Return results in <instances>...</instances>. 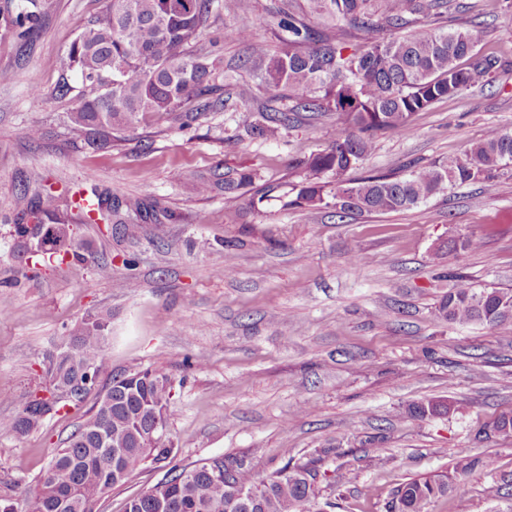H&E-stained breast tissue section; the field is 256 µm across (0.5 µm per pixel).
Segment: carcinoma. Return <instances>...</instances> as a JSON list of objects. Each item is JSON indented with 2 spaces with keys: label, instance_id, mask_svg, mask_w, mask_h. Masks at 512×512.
<instances>
[{
  "label": "carcinoma",
  "instance_id": "obj_1",
  "mask_svg": "<svg viewBox=\"0 0 512 512\" xmlns=\"http://www.w3.org/2000/svg\"><path fill=\"white\" fill-rule=\"evenodd\" d=\"M237 0H108L105 9L79 34L68 52L69 67L81 80L78 106L70 112L74 131L104 143L112 133L131 127L144 114L170 115L188 105L207 111L219 87L212 51L199 43L210 19L236 5ZM452 0H283L278 7L282 47L269 50L253 37L251 25L241 20L224 29V38L244 42L246 60L256 79L274 97L288 92L294 112L338 115L329 146L297 161L299 180L293 184L290 206L320 210L336 216L350 213L384 214L417 208L456 185L482 180L488 190L502 176L512 177V134L490 129L464 151L404 176L369 174L352 177L374 149V135L413 132L411 117L435 102L457 96L492 77L502 66L495 53L476 50L467 29H433L408 38L392 34L419 17L442 16ZM324 19L332 30L310 25L305 15ZM14 23L20 39L30 42L39 32L34 12L24 4ZM385 30L388 35L364 48H350L347 37L358 29ZM285 118L261 113L251 131L263 140L281 134ZM257 173L242 171L224 181L232 199L254 187ZM100 218L110 224L121 208L147 211L145 202L130 197L104 204L97 199ZM18 224L14 225L17 253L27 241H41L44 255L70 253L80 257L69 225L60 222L56 198L18 197ZM439 317L450 322H480L507 329L512 326V289L475 288L460 276L438 305ZM112 335L110 317L90 315L75 326L59 349L43 357L50 396H32L12 416L0 419V433L27 436L41 428L67 405H80L96 390L97 381H75L91 366L100 375ZM172 397L168 375L152 369L123 372L112 377L87 418L58 448L36 486L12 512H95L96 504L124 483L141 464H160L170 457L173 441L167 410ZM442 400L416 404L412 418L436 415ZM162 431L153 432L156 425ZM218 460L184 467L161 480L165 506L150 488L127 503L126 512H301L315 498L316 473L304 465L285 464L266 480H257L242 460H228L233 484L211 478ZM477 462L461 460L451 475L412 479L399 486L387 512H427L432 500L466 479ZM245 488L240 499L233 486Z\"/></svg>",
  "mask_w": 512,
  "mask_h": 512
}]
</instances>
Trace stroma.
I'll return each instance as SVG.
<instances>
[{
  "instance_id": "stroma-1",
  "label": "stroma",
  "mask_w": 512,
  "mask_h": 512,
  "mask_svg": "<svg viewBox=\"0 0 512 512\" xmlns=\"http://www.w3.org/2000/svg\"><path fill=\"white\" fill-rule=\"evenodd\" d=\"M461 7L405 28H469L504 69L465 93L417 112L409 136L380 133L363 173H406L458 153L488 129L512 132V0H460ZM40 31L24 43L10 23L18 0H0V418L44 389L43 355L90 314H111L112 340L99 378L156 369L174 382L168 425L183 467L241 459L263 479L285 463L311 465L310 512H387L412 479L476 461L469 478L428 512H512V437L491 431L512 415V337L482 323L451 324L437 306L457 276L479 288L512 289V179L494 190L473 181L418 208L344 219L285 206L296 159L324 150L337 116L291 112L278 139L250 135L269 93L244 65L245 43L225 39L216 18L204 34L228 78L223 108L188 127L147 115L118 140L90 144L68 114L78 85L66 65L71 43L106 0H35ZM277 0H240L253 33L278 49ZM41 135L30 138V128ZM255 171L269 194L224 196L225 179ZM211 190L197 196L191 184ZM144 198L153 214L130 216L135 235L88 224L69 195ZM59 195L84 260L14 257L20 194ZM467 250L438 252L447 239ZM361 264H353V256ZM232 265L229 277L216 271ZM451 413L410 418L428 399ZM305 406L307 415L296 412ZM71 406L25 437L0 434V495L35 487L53 449L81 423ZM164 468L141 466L97 504L125 512ZM497 497H489V486Z\"/></svg>"
}]
</instances>
